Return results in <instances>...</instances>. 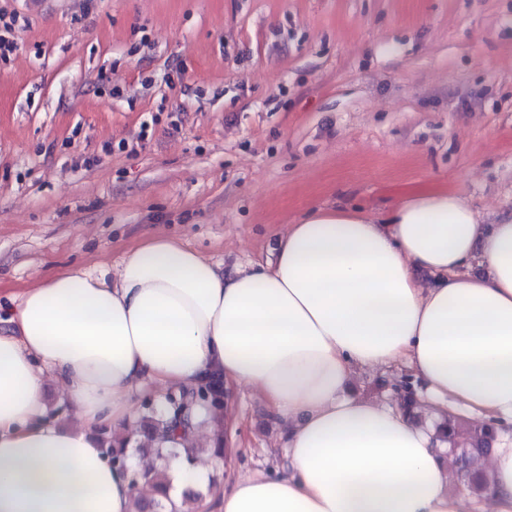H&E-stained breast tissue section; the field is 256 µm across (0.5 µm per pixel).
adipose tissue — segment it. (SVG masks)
<instances>
[{"mask_svg":"<svg viewBox=\"0 0 512 512\" xmlns=\"http://www.w3.org/2000/svg\"><path fill=\"white\" fill-rule=\"evenodd\" d=\"M0 333V512H133L138 460L98 433L129 423L145 385L248 383L287 422L285 463L225 486L223 466L156 460L170 512H512V432L484 493L451 488L449 445L403 407L352 390L356 368L399 364L440 418L512 424V220L486 224L455 193L413 190L383 217L321 206L272 259L225 275L184 241L150 236L115 276L66 270L25 290ZM54 379L76 408L51 422Z\"/></svg>","mask_w":512,"mask_h":512,"instance_id":"1","label":"adipose tissue"}]
</instances>
